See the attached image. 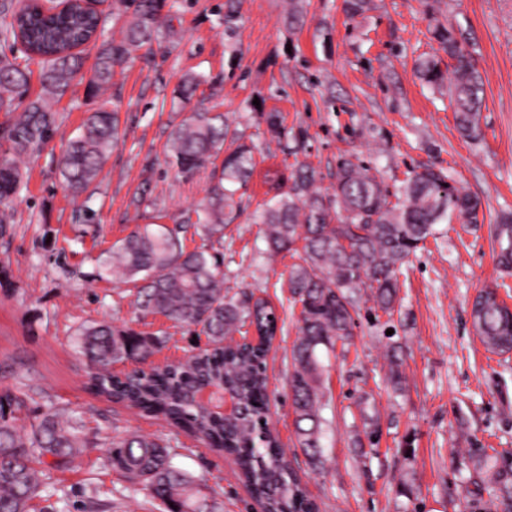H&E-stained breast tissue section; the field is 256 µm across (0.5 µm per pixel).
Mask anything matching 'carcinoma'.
<instances>
[{
	"instance_id": "carcinoma-1",
	"label": "carcinoma",
	"mask_w": 512,
	"mask_h": 512,
	"mask_svg": "<svg viewBox=\"0 0 512 512\" xmlns=\"http://www.w3.org/2000/svg\"><path fill=\"white\" fill-rule=\"evenodd\" d=\"M165 5L166 0H127L124 35L114 42L103 39L101 15L82 0L65 10L37 7L31 0H0V108L25 103L15 121L0 129V236L12 224L11 209L24 185L19 161L39 154L55 136L53 105L80 69L79 48L100 42L87 79L89 95L99 98L132 52L150 51L159 41L161 28L168 25L161 14ZM239 13L240 0H224L229 36ZM432 37L438 48L419 62L420 78L431 88L448 87L460 136L480 142L482 83L472 54L451 23L436 24ZM33 63L39 66L41 92L30 99ZM117 133V112L107 103L89 113L59 161L63 183L75 191L95 183ZM238 140L223 113L190 112L171 131L166 155L186 181L213 166L205 197L172 228L136 226L100 260L103 274L136 285L134 304L142 315L160 314L189 333L203 334L205 347L181 361L155 365L151 358L161 337L107 322L81 327L75 346L87 361V387L94 394L161 417L211 450L233 456L262 512H312L269 422L266 360L278 317L252 291H225L214 251V245L224 243V227L238 217L239 191L256 166L252 149ZM221 153L224 159L217 166ZM289 181L286 190L277 181L272 184L273 195L255 211L254 221L265 225L268 256L286 252L297 259L288 270L289 291L301 305L288 388L299 446L316 464L323 436L318 351L352 335L359 297L367 296L375 311L392 312L401 267L428 238H437V225L480 223L481 203L434 165L409 170L393 192L358 157L340 159L330 192L317 186L308 167ZM191 227L206 240L193 250L180 238ZM493 237L496 265L512 275V213L493 225ZM498 288L482 287L472 303L471 322L486 349L504 355L512 352V308L499 298ZM246 326L257 339L241 344L234 335ZM126 363L133 365L131 372H112V366ZM204 390L230 395L234 413L226 417L197 403L196 394ZM27 412L28 399L0 388V512H32L30 502L48 485L51 470L72 467L83 447L81 417L50 411L26 426ZM106 462L147 490L161 512H222L207 485L173 463L171 446L163 439L116 435L107 443Z\"/></svg>"
}]
</instances>
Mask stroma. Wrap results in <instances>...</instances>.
Wrapping results in <instances>:
<instances>
[{
    "mask_svg": "<svg viewBox=\"0 0 512 512\" xmlns=\"http://www.w3.org/2000/svg\"><path fill=\"white\" fill-rule=\"evenodd\" d=\"M221 2L176 0L164 47L137 51L117 68L108 99L119 135L100 183L71 192L57 168L98 106L86 95L90 45L58 105L56 136L20 164L25 186L0 237V273L8 278L0 288V386L34 393L33 413L53 406L86 424L80 465L53 472L57 493L35 499L34 512H159L146 490L133 489L106 462V441L125 432L178 438L175 464L214 487L224 512H259L233 456L92 393L73 343L79 326L107 321L164 337L155 362L189 350L186 333L165 317L138 315L125 285L100 277L98 262L135 225L173 226L205 195L207 173L182 181L164 153L185 117L172 99L188 74L200 80L197 99L255 147L242 212L224 231V285L233 292L249 286L280 318L267 358L271 422L316 512H467L466 489L479 477L468 449L512 455V354L488 352L470 319L487 283H498L512 306V275L497 270L492 240L497 217L512 211V0H439L440 20L458 24L483 79L477 144L460 138L448 97L423 87L415 72L430 50L432 0H372L354 20L343 0H303L294 29L285 23L288 0H244L232 38L217 12ZM269 112L280 116L281 137L268 131ZM351 155L390 187L419 165L449 169L480 199L484 221L441 225L400 275L393 315L371 316L369 302L360 301L350 340L322 350L323 456L315 464L297 442L288 391L300 313L287 288L292 258L268 257L253 213L267 177L290 176L304 163L327 188L339 159ZM394 354L398 390L387 382Z\"/></svg>",
    "mask_w": 512,
    "mask_h": 512,
    "instance_id": "1",
    "label": "stroma"
}]
</instances>
